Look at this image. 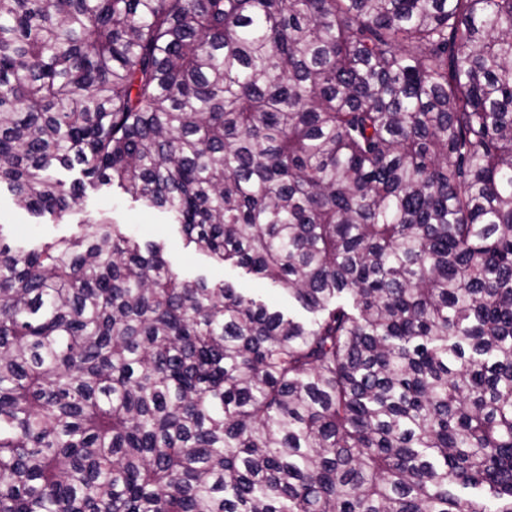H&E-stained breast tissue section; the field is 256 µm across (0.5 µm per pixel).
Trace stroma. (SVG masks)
I'll return each instance as SVG.
<instances>
[{"label": "stroma", "mask_w": 512, "mask_h": 512, "mask_svg": "<svg viewBox=\"0 0 512 512\" xmlns=\"http://www.w3.org/2000/svg\"><path fill=\"white\" fill-rule=\"evenodd\" d=\"M102 217L140 242L158 245L168 263L187 278H202L213 284L225 282L274 309L283 312L290 309L287 296L271 281L196 250L166 213L144 209L117 186H87L79 208L61 221L48 215L33 217L16 205L8 187L0 188V239L11 245L68 237L78 233L82 225Z\"/></svg>", "instance_id": "obj_1"}]
</instances>
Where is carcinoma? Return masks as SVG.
I'll list each match as a JSON object with an SVG mask.
<instances>
[{
    "label": "carcinoma",
    "mask_w": 512,
    "mask_h": 512,
    "mask_svg": "<svg viewBox=\"0 0 512 512\" xmlns=\"http://www.w3.org/2000/svg\"><path fill=\"white\" fill-rule=\"evenodd\" d=\"M87 182L308 316L0 244V512H512V0H0V185Z\"/></svg>",
    "instance_id": "obj_1"
}]
</instances>
